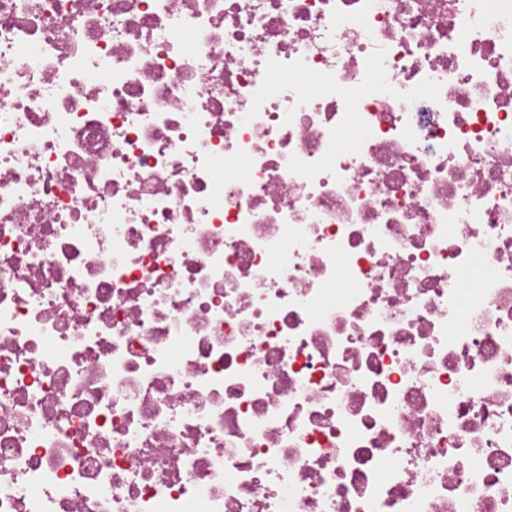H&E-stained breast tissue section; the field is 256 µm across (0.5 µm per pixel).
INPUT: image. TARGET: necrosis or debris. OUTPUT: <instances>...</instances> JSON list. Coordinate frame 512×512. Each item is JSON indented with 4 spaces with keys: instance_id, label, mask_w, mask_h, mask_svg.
Masks as SVG:
<instances>
[{
    "instance_id": "obj_1",
    "label": "necrosis or debris",
    "mask_w": 512,
    "mask_h": 512,
    "mask_svg": "<svg viewBox=\"0 0 512 512\" xmlns=\"http://www.w3.org/2000/svg\"><path fill=\"white\" fill-rule=\"evenodd\" d=\"M0 512H512V0H0Z\"/></svg>"
}]
</instances>
